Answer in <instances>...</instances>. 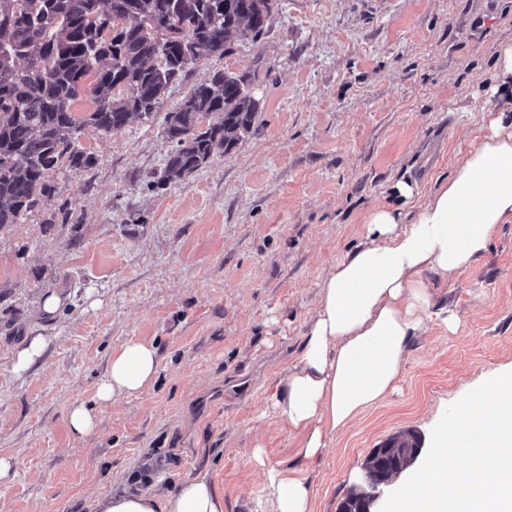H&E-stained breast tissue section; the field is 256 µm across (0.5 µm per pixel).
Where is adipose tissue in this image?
<instances>
[{
	"mask_svg": "<svg viewBox=\"0 0 512 512\" xmlns=\"http://www.w3.org/2000/svg\"><path fill=\"white\" fill-rule=\"evenodd\" d=\"M487 131L447 181L404 222L396 207L364 217L369 243L324 276L312 324L270 404L302 433V463L265 468L263 487L273 512H312L306 463L322 455L329 437L396 390L410 343L427 319L444 315L427 280L447 277L482 255L500 225L512 223V121L486 115ZM155 346L132 340L114 352L96 389L99 403L133 396L158 374ZM96 512H224L208 474L183 479L174 491L110 492Z\"/></svg>",
	"mask_w": 512,
	"mask_h": 512,
	"instance_id": "obj_1",
	"label": "adipose tissue"
}]
</instances>
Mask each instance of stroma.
<instances>
[{"mask_svg": "<svg viewBox=\"0 0 512 512\" xmlns=\"http://www.w3.org/2000/svg\"><path fill=\"white\" fill-rule=\"evenodd\" d=\"M512 43V0H273L268 32L191 65L161 111L105 133L85 127L93 165L49 176L55 195L0 228V512H95L116 489L163 494L208 472L224 512H271L253 449L298 464L301 434L268 411L308 332L319 284L366 240L364 214L415 189V216L485 131L512 116L496 87ZM248 73L260 110L230 151L154 187L173 145L165 115L214 69ZM437 318L411 343L400 388L334 433L308 466L312 512H336L389 436L430 445L449 405L512 371V223L445 278L429 275ZM63 304L41 312L47 293ZM47 348L25 372L15 356ZM154 345L160 365L140 393L97 404L111 354ZM96 430L68 427L72 404ZM495 78L503 86L512 88V43L500 47L495 63ZM47 343L41 336L33 337L18 354L15 363L17 371H26L36 364L44 355ZM69 427L73 435L84 437L91 434L95 429V417L91 408L84 404L72 406L68 415Z\"/></svg>", "mask_w": 512, "mask_h": 512, "instance_id": "stroma-1", "label": "stroma"}]
</instances>
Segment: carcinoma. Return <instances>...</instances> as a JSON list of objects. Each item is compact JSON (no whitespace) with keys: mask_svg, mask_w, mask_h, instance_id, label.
I'll use <instances>...</instances> for the list:
<instances>
[{"mask_svg":"<svg viewBox=\"0 0 512 512\" xmlns=\"http://www.w3.org/2000/svg\"><path fill=\"white\" fill-rule=\"evenodd\" d=\"M272 0H0V228L19 224L55 192L46 175L94 160L77 145L86 126L120 129L160 107L170 86L201 58L227 55L239 36L270 26ZM89 86L96 108L75 115ZM259 112L245 74L218 70L165 117L174 149L160 181L196 171L232 149ZM212 120L201 126L200 118ZM419 435L399 433L371 450L369 483L337 512H368L371 490L406 469Z\"/></svg>","mask_w":512,"mask_h":512,"instance_id":"obj_1","label":"carcinoma"}]
</instances>
